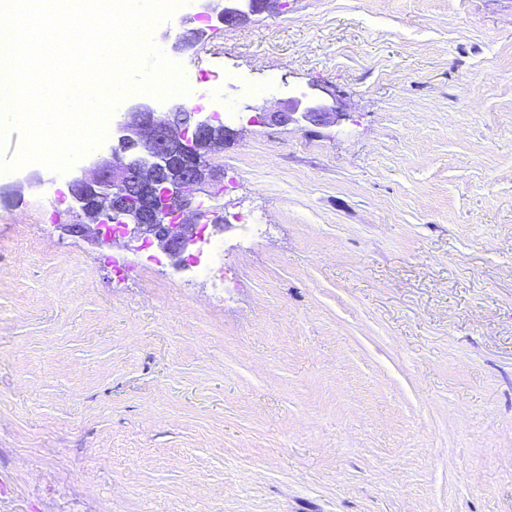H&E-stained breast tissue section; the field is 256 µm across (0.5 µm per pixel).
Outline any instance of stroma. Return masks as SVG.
Segmentation results:
<instances>
[{
  "label": "stroma",
  "instance_id": "35a3bbf8",
  "mask_svg": "<svg viewBox=\"0 0 512 512\" xmlns=\"http://www.w3.org/2000/svg\"><path fill=\"white\" fill-rule=\"evenodd\" d=\"M180 30L239 114L224 256L148 264L58 228L57 173L0 184V512H512V0ZM313 84L336 125L258 121Z\"/></svg>",
  "mask_w": 512,
  "mask_h": 512
}]
</instances>
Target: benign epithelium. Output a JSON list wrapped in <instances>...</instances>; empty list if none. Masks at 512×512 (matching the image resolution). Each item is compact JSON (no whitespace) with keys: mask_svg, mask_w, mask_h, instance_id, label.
Here are the masks:
<instances>
[{"mask_svg":"<svg viewBox=\"0 0 512 512\" xmlns=\"http://www.w3.org/2000/svg\"><path fill=\"white\" fill-rule=\"evenodd\" d=\"M197 12L189 22L217 20L224 25L244 24L251 16L265 11L275 0H196ZM206 36V29H186L172 44L181 52ZM265 119L280 125H329L336 122L332 107L313 93H302ZM221 122L216 112L208 115L189 108L179 100L169 103L160 115L148 103H135L118 123L123 148L110 156L87 157L92 176L84 165L69 172L67 187L72 196L68 209L72 220L65 231L80 233L103 245L112 241L109 228L116 226L120 236L131 241L157 243L179 264L183 254L197 240L195 228L183 223L184 211L196 198L209 193L215 181L209 162L210 152L236 136L238 130L224 127V137L215 134Z\"/></svg>","mask_w":512,"mask_h":512,"instance_id":"obj_1","label":"benign epithelium"}]
</instances>
